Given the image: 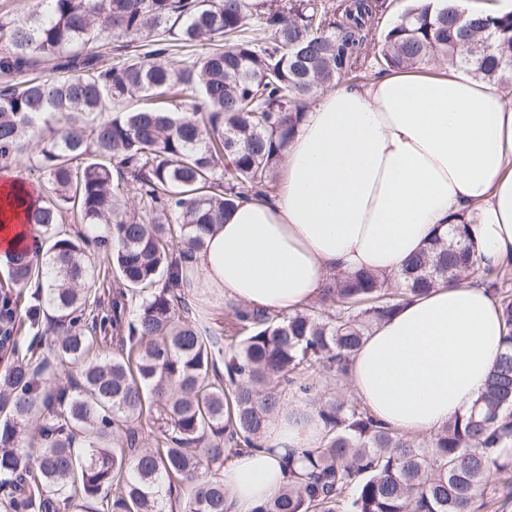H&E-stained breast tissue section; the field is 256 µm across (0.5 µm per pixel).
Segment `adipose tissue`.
Returning <instances> with one entry per match:
<instances>
[{
	"label": "adipose tissue",
	"instance_id": "ef3b65f1",
	"mask_svg": "<svg viewBox=\"0 0 512 512\" xmlns=\"http://www.w3.org/2000/svg\"><path fill=\"white\" fill-rule=\"evenodd\" d=\"M0 178V249L28 224ZM473 226L480 267L512 265V101L495 84L423 65L327 92L285 149L275 194L247 195L180 262L225 306L295 313L331 278L393 280L450 225ZM501 308L473 274L438 283L377 324L346 367L354 396L381 423L438 433L467 414L504 349ZM323 424L292 403L271 417L264 449L228 456L227 512H253L287 482L281 456L315 445Z\"/></svg>",
	"mask_w": 512,
	"mask_h": 512
}]
</instances>
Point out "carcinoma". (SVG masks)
Here are the masks:
<instances>
[{
    "label": "carcinoma",
    "instance_id": "1",
    "mask_svg": "<svg viewBox=\"0 0 512 512\" xmlns=\"http://www.w3.org/2000/svg\"><path fill=\"white\" fill-rule=\"evenodd\" d=\"M0 15V166L43 178L24 198L45 253L22 242L0 281V495L13 512H226V455L261 447L292 399L325 434L283 461L288 482L254 512H480L494 478L512 494V289L489 281L508 329L484 391L425 445L359 403L325 400L315 374L344 363L374 326L440 280L475 272L471 225L433 239L389 288L368 271L338 277L319 307L292 315L235 307L236 333L193 314L178 259L204 245L237 198L264 183L307 101L360 77L427 60L512 83V13L459 0L417 4L379 28L384 0H42ZM127 40L120 64L105 58ZM143 213L126 210L129 195ZM172 211L175 223L145 213ZM86 228L75 237L65 215ZM95 244L99 262L88 259ZM102 279V293L88 295ZM54 312L49 352L20 355L21 316ZM77 369L75 385L57 371ZM156 410L153 445L119 443Z\"/></svg>",
    "mask_w": 512,
    "mask_h": 512
}]
</instances>
